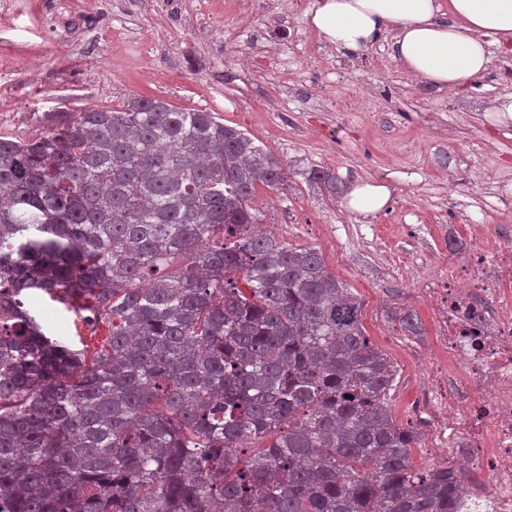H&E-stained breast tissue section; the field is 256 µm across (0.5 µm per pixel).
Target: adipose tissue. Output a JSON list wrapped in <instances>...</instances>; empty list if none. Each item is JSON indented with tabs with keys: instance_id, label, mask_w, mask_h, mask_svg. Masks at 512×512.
<instances>
[{
	"instance_id": "adipose-tissue-1",
	"label": "adipose tissue",
	"mask_w": 512,
	"mask_h": 512,
	"mask_svg": "<svg viewBox=\"0 0 512 512\" xmlns=\"http://www.w3.org/2000/svg\"><path fill=\"white\" fill-rule=\"evenodd\" d=\"M320 37L357 54L389 28L396 59L416 79L462 87L483 75L492 50L512 53V0H317L309 15Z\"/></svg>"
}]
</instances>
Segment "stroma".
I'll use <instances>...</instances> for the list:
<instances>
[{
    "label": "stroma",
    "mask_w": 512,
    "mask_h": 512,
    "mask_svg": "<svg viewBox=\"0 0 512 512\" xmlns=\"http://www.w3.org/2000/svg\"><path fill=\"white\" fill-rule=\"evenodd\" d=\"M0 0V133L44 135L53 112L120 107L136 96L207 110L283 163L289 188L259 189L263 228L317 248L361 303V322L396 366L390 392L398 424L421 432L416 467L448 455L420 417L421 370L446 359L433 303L460 274L476 225L512 240V122L493 112L512 95V54L462 89H437L393 56L395 31L348 55L309 22L316 0ZM366 106L342 110L350 90ZM321 169L340 186L379 181L392 189L375 215L349 213L342 197L312 183ZM29 302L47 334L73 349L104 330L75 327L73 313L36 292ZM412 309L424 333L405 335L387 304Z\"/></svg>",
    "instance_id": "obj_1"
}]
</instances>
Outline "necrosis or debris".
<instances>
[{
	"label": "necrosis or debris",
	"instance_id": "obj_1",
	"mask_svg": "<svg viewBox=\"0 0 512 512\" xmlns=\"http://www.w3.org/2000/svg\"><path fill=\"white\" fill-rule=\"evenodd\" d=\"M465 290L449 289L440 314L444 344L456 372L429 362L426 402L440 429L438 444L470 464L462 512H512V243L486 252L471 239ZM482 314V325L462 315Z\"/></svg>",
	"mask_w": 512,
	"mask_h": 512
}]
</instances>
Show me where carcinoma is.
I'll return each instance as SVG.
<instances>
[{"mask_svg":"<svg viewBox=\"0 0 512 512\" xmlns=\"http://www.w3.org/2000/svg\"><path fill=\"white\" fill-rule=\"evenodd\" d=\"M286 185L245 132L155 98L0 135V512H457L359 299L252 230ZM32 290L104 343L47 336Z\"/></svg>","mask_w":512,"mask_h":512,"instance_id":"1","label":"carcinoma"}]
</instances>
